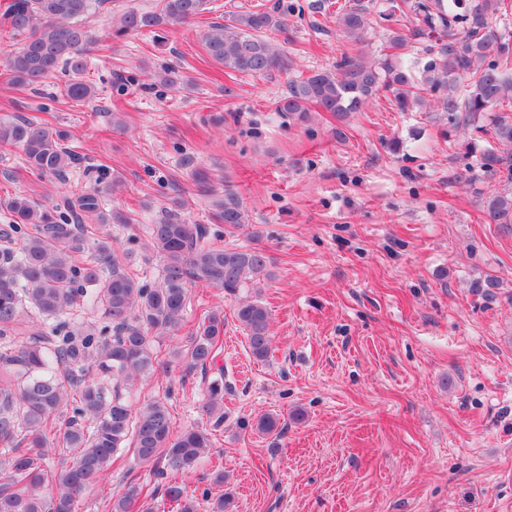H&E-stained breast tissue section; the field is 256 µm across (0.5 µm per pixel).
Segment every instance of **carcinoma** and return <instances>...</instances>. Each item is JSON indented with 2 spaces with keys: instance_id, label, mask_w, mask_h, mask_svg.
I'll return each mask as SVG.
<instances>
[{
  "instance_id": "obj_1",
  "label": "carcinoma",
  "mask_w": 512,
  "mask_h": 512,
  "mask_svg": "<svg viewBox=\"0 0 512 512\" xmlns=\"http://www.w3.org/2000/svg\"><path fill=\"white\" fill-rule=\"evenodd\" d=\"M106 0H10L0 12V31L21 38L6 56V81L38 90L59 67L69 80L61 94L76 102L96 97L84 80L97 42L84 18ZM209 0H157L150 10L128 9L113 29L131 32L178 30L208 10ZM376 0H348L336 7L333 22L345 41L360 46ZM290 3L232 13L203 34L209 58L244 75L289 70L293 61L270 41L286 29ZM512 15V0H389L385 17L420 23L434 38V57L420 76L402 63L409 36L388 29L393 53L376 62L348 52L334 68L299 74L276 111L303 123L308 112L342 117L365 111L380 90L393 93L400 112L433 105L451 119L474 126L486 146L480 171L497 178L484 196V214L493 224H512V40L493 21ZM491 113L489 122L476 119ZM68 134L21 116L0 119V147L21 149L25 165L40 174L70 181L80 158ZM149 227V243L160 260L156 283L128 271L114 250L107 228L125 216L106 211L98 186L86 187L56 204L42 205L18 194L5 203L8 223L0 226V455L8 471L0 475V512H77L80 494L102 481L122 448L133 449L138 463H162L168 475L162 504L175 512H232L234 493L226 476L215 474L200 497L187 492L185 479L196 472L213 446L211 432L191 426L174 432L167 404L152 400L136 408L129 391L155 365V345L176 335L190 303L189 286L201 284L238 298L241 289L269 276L270 258L260 246L219 244L211 229L192 224L176 210ZM213 223L234 234L248 225L242 200L231 189L213 201ZM93 307L108 322L80 326L73 311ZM246 334L253 359L272 351L269 308L244 299L233 310ZM224 314L204 316L187 347L174 352L187 369L214 371L205 389L203 410L213 429L224 423V366L218 364ZM281 419L266 413L247 427L256 434L278 433ZM56 446L61 467L49 465ZM143 488L130 485L112 496V512H158Z\"/></svg>"
}]
</instances>
